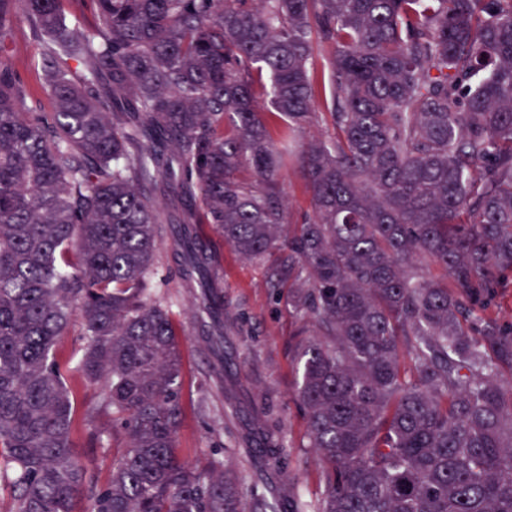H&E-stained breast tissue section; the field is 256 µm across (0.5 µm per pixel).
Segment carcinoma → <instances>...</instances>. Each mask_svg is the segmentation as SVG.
<instances>
[{
	"instance_id": "carcinoma-1",
	"label": "carcinoma",
	"mask_w": 512,
	"mask_h": 512,
	"mask_svg": "<svg viewBox=\"0 0 512 512\" xmlns=\"http://www.w3.org/2000/svg\"><path fill=\"white\" fill-rule=\"evenodd\" d=\"M68 2L0 0V512H279L246 498L237 449L177 455L160 224L213 348L242 323L192 224L318 330L295 396L326 490L289 512H512V325L489 316L512 277V0H91V26ZM20 21L53 112L15 70ZM288 166L312 201L295 224ZM75 376L123 439L105 484L74 453ZM252 406L247 454L279 468L293 446Z\"/></svg>"
}]
</instances>
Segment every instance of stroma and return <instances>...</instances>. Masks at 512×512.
<instances>
[{"mask_svg":"<svg viewBox=\"0 0 512 512\" xmlns=\"http://www.w3.org/2000/svg\"><path fill=\"white\" fill-rule=\"evenodd\" d=\"M39 60L38 43L27 40L15 59V68L22 80L35 89L34 111L49 112L53 102L38 89ZM200 235L219 257L215 275L224 286L227 309L241 315L245 323L243 335L225 337L226 359L218 361L194 318V297L178 275L176 238L165 234L158 254L159 276L173 303L183 356L182 422L177 436L180 458L188 464H202L223 458L224 448L238 447L242 435L260 438L265 422L253 412L251 400L264 395L275 408L283 434L294 445L292 456L277 477L281 497L297 494L307 500L320 499L325 490L323 468L313 449L304 445L306 425L294 401L297 375L292 350L298 325L285 303L276 301L266 288L261 265L240 259L211 225H201ZM228 377L237 379L242 386L233 415L225 410L224 380ZM91 431L83 411H76L77 451L94 460L105 480L110 475L112 454L122 442L109 435L92 440Z\"/></svg>","mask_w":512,"mask_h":512,"instance_id":"1","label":"stroma"}]
</instances>
